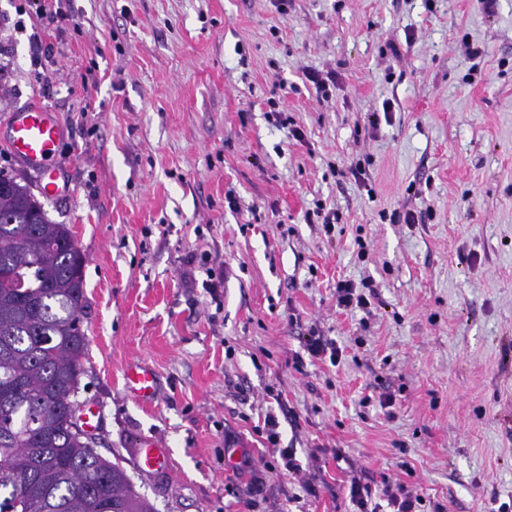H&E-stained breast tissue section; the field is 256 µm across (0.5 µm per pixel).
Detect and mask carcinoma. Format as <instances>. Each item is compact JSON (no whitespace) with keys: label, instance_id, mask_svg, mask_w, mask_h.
Instances as JSON below:
<instances>
[{"label":"carcinoma","instance_id":"obj_1","mask_svg":"<svg viewBox=\"0 0 512 512\" xmlns=\"http://www.w3.org/2000/svg\"><path fill=\"white\" fill-rule=\"evenodd\" d=\"M84 264L68 225L0 174V512H155L76 416Z\"/></svg>","mask_w":512,"mask_h":512}]
</instances>
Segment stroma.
<instances>
[{
    "mask_svg": "<svg viewBox=\"0 0 512 512\" xmlns=\"http://www.w3.org/2000/svg\"><path fill=\"white\" fill-rule=\"evenodd\" d=\"M54 7L74 25L0 0V125L44 107L64 129L68 191L42 203L86 257L96 452L155 512H355L354 480L416 512L512 505V0ZM144 439L167 471L140 470ZM123 382L125 389L140 402L147 403L156 394V375L147 365L133 364L126 366L123 372ZM383 495L386 497L387 505L394 509L390 512H415V503L419 501L418 497L413 496L400 483L386 485Z\"/></svg>",
    "mask_w": 512,
    "mask_h": 512,
    "instance_id": "1",
    "label": "stroma"
}]
</instances>
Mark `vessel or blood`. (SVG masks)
I'll list each match as a JSON object with an SVG mask.
<instances>
[{"label":"vessel or blood","mask_w":512,"mask_h":512,"mask_svg":"<svg viewBox=\"0 0 512 512\" xmlns=\"http://www.w3.org/2000/svg\"><path fill=\"white\" fill-rule=\"evenodd\" d=\"M61 136V125L43 107L25 108L14 113L4 131L0 132V138L4 139L14 156L38 172L40 191L50 197L62 192L55 168ZM123 382L125 389L140 402H149L156 394V375L147 365L126 366ZM137 461L140 469L148 473L165 470L170 464L168 453L149 441L141 443Z\"/></svg>","instance_id":"b4317fda"}]
</instances>
